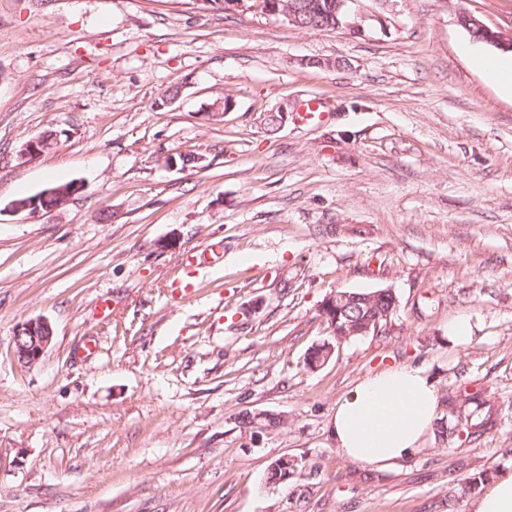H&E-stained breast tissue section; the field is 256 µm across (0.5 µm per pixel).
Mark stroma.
<instances>
[{
    "mask_svg": "<svg viewBox=\"0 0 512 512\" xmlns=\"http://www.w3.org/2000/svg\"><path fill=\"white\" fill-rule=\"evenodd\" d=\"M356 7L359 34L207 0H0V512H470L463 480L512 466V95L456 21L510 34L512 0ZM311 98L319 119L261 125ZM71 181L61 209L8 208ZM209 245L223 261L188 273ZM377 288L385 333L308 370L322 301ZM37 317L54 338L28 365L13 336ZM402 365L480 393L495 427L459 444L443 405L395 469L348 460L337 401ZM257 412L285 423L241 424ZM286 457L301 475L269 483Z\"/></svg>",
    "mask_w": 512,
    "mask_h": 512,
    "instance_id": "1",
    "label": "stroma"
}]
</instances>
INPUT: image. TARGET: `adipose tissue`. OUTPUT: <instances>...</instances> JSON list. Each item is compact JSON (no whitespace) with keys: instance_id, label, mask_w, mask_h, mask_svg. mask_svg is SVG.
<instances>
[{"instance_id":"1","label":"adipose tissue","mask_w":512,"mask_h":512,"mask_svg":"<svg viewBox=\"0 0 512 512\" xmlns=\"http://www.w3.org/2000/svg\"><path fill=\"white\" fill-rule=\"evenodd\" d=\"M438 410V391L422 370L392 367L337 401L332 434L351 461L385 469L419 450Z\"/></svg>"}]
</instances>
